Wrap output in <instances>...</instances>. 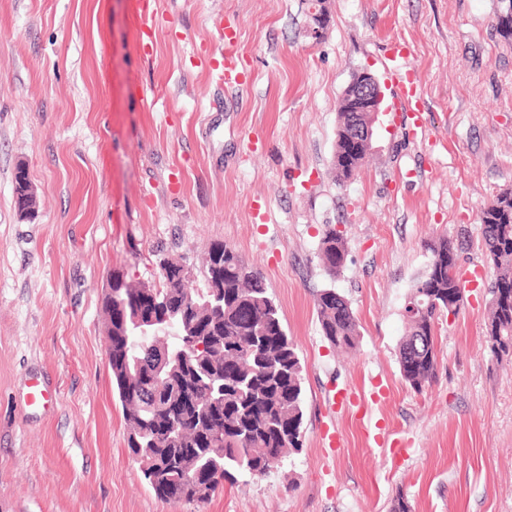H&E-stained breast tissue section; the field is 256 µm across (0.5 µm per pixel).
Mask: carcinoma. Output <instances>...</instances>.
Returning <instances> with one entry per match:
<instances>
[{
	"instance_id": "1",
	"label": "carcinoma",
	"mask_w": 512,
	"mask_h": 512,
	"mask_svg": "<svg viewBox=\"0 0 512 512\" xmlns=\"http://www.w3.org/2000/svg\"><path fill=\"white\" fill-rule=\"evenodd\" d=\"M370 122L369 116L338 113L333 155L345 149L348 134ZM366 155L349 167L334 166L336 181H349ZM14 193L22 195L20 214L34 209L25 167L14 176ZM485 252L497 269L491 284L492 312L487 325L491 350L512 352V192H503L481 211ZM425 270L407 301L422 302L421 312L406 317L407 331L398 351L402 378L419 390L437 370L435 324L457 311L462 288L456 275L453 243L442 237L428 246ZM347 255L343 235L325 229L319 259L332 280ZM181 262L161 263V287L111 275L103 300L108 323L112 384L129 422L127 447L142 479L165 501L206 503L224 485L244 475L268 474L286 456L302 448L304 418L300 358L263 278L234 250L216 242L209 247L203 276L222 278L224 287L184 288ZM166 313L168 335L119 336L123 319L146 291ZM315 308L324 338L342 349L356 347L358 324L349 301L332 287L317 294ZM197 332L203 349L185 343Z\"/></svg>"
}]
</instances>
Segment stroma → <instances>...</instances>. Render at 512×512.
I'll list each match as a JSON object with an SVG mask.
<instances>
[{"mask_svg":"<svg viewBox=\"0 0 512 512\" xmlns=\"http://www.w3.org/2000/svg\"><path fill=\"white\" fill-rule=\"evenodd\" d=\"M500 0H156L149 54L136 0H0V512H512V355L486 342L494 269L480 210L512 190V39ZM237 50L250 76L225 89L197 58ZM405 43L426 136L378 113L369 161L338 184V106L363 69L385 78ZM25 165L35 215L14 205ZM265 221L254 218L255 211ZM347 242L329 278L326 225ZM448 237L457 313L435 327L436 378L401 377L403 307ZM233 248L267 283L303 366V447L204 504L165 502L141 481L112 387L103 297L112 271L158 284ZM336 288L359 324L333 348L314 306ZM52 398L26 405L30 381ZM334 424L337 450L321 424ZM409 443L367 442L363 424Z\"/></svg>","mask_w":512,"mask_h":512,"instance_id":"1","label":"stroma"}]
</instances>
